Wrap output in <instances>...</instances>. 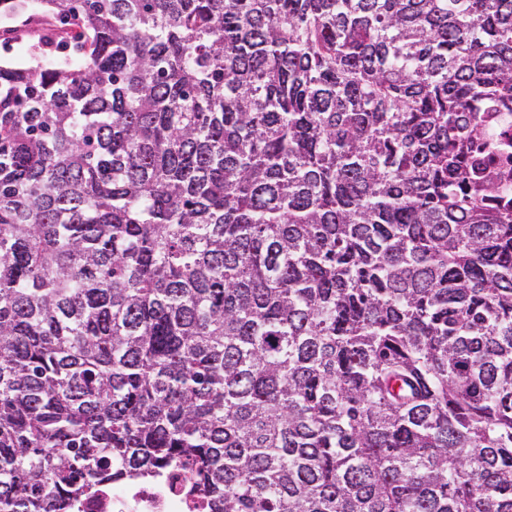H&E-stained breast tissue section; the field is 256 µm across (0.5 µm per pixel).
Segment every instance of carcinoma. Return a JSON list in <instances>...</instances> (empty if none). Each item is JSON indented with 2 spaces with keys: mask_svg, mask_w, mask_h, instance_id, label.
I'll use <instances>...</instances> for the list:
<instances>
[{
  "mask_svg": "<svg viewBox=\"0 0 512 512\" xmlns=\"http://www.w3.org/2000/svg\"><path fill=\"white\" fill-rule=\"evenodd\" d=\"M0 64V512H512V0H40ZM48 22L52 19L43 17L40 21L30 18L29 8H20L10 17L0 16V59L4 61H23L26 59L25 44L37 45L46 36L55 37V29ZM15 37H19L16 40ZM22 40L23 43H19ZM487 128L490 137L497 140H506L507 148L495 156L491 166L496 170H511L512 172V113L510 112H489ZM188 465L170 468L158 481L116 484L98 498L84 500L80 512H205L206 504L192 492Z\"/></svg>",
  "mask_w": 512,
  "mask_h": 512,
  "instance_id": "obj_1",
  "label": "carcinoma"
}]
</instances>
